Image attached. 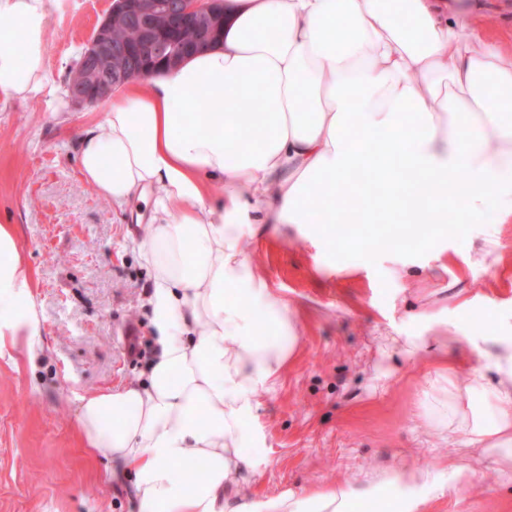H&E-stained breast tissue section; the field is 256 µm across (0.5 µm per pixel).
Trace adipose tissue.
Masks as SVG:
<instances>
[{
    "instance_id": "obj_1",
    "label": "adipose tissue",
    "mask_w": 512,
    "mask_h": 512,
    "mask_svg": "<svg viewBox=\"0 0 512 512\" xmlns=\"http://www.w3.org/2000/svg\"><path fill=\"white\" fill-rule=\"evenodd\" d=\"M0 16L16 22L0 29V98L50 92L46 0H0ZM492 32L490 14L457 0H224L216 46L105 102L103 125L79 140V168L116 209L149 205L138 246L161 350L146 381L81 398L77 420L113 475L132 478L140 512H351L394 485L406 489L395 512H428L442 494L430 476L388 470L229 497L255 469L258 393L297 347L288 307L239 242L272 224L331 237L349 213L336 196L356 173L353 211L366 224H473L488 211L511 224L512 45ZM38 334L28 268L1 224L0 358ZM467 343L478 358L467 369L439 354L430 410L512 480V313ZM197 462L201 480L173 470Z\"/></svg>"
}]
</instances>
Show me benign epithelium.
<instances>
[{
  "mask_svg": "<svg viewBox=\"0 0 512 512\" xmlns=\"http://www.w3.org/2000/svg\"><path fill=\"white\" fill-rule=\"evenodd\" d=\"M138 31L131 42L112 38V16ZM224 29V0H112L109 15L83 52L82 72L72 79L68 99L97 104L133 79L181 64L210 46Z\"/></svg>",
  "mask_w": 512,
  "mask_h": 512,
  "instance_id": "benign-epithelium-1",
  "label": "benign epithelium"
}]
</instances>
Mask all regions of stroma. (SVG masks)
I'll return each mask as SVG.
<instances>
[{
	"label": "stroma",
	"instance_id": "stroma-1",
	"mask_svg": "<svg viewBox=\"0 0 512 512\" xmlns=\"http://www.w3.org/2000/svg\"><path fill=\"white\" fill-rule=\"evenodd\" d=\"M47 72L53 93L0 101V225H10L31 274L39 357L0 359V512H138L131 481L85 448L78 399L145 378L158 349L151 271L138 240L147 219L117 216L81 176L78 140L103 120L72 104L66 83L112 0H48ZM498 267L476 262L486 225L433 247L395 240L393 224H365L363 252L310 225L247 236L241 247L297 327L296 357L259 395L250 420L261 462L236 497L323 488L362 471L441 472L448 457L474 464L472 485L445 492L432 512H512V482L426 414L432 354H407L408 336L483 335L512 310V223L498 225ZM145 356L128 355L131 335Z\"/></svg>",
	"mask_w": 512,
	"mask_h": 512
}]
</instances>
